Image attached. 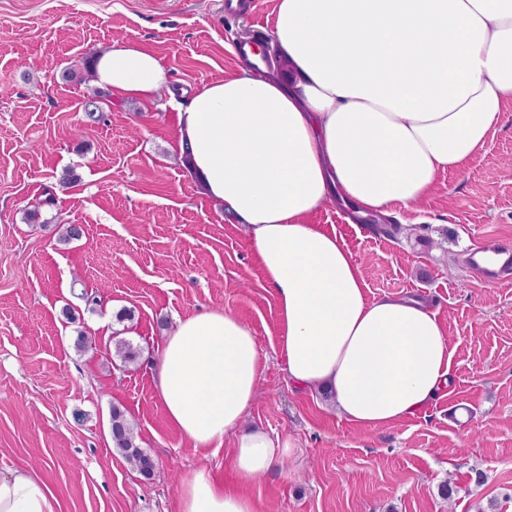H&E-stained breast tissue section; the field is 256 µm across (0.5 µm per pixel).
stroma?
Instances as JSON below:
<instances>
[{"label": "stroma", "instance_id": "stroma-1", "mask_svg": "<svg viewBox=\"0 0 512 512\" xmlns=\"http://www.w3.org/2000/svg\"><path fill=\"white\" fill-rule=\"evenodd\" d=\"M276 4L256 0L252 16L229 20L224 0H0V473L38 470L58 512H175L178 476L202 467L259 512H512V281L467 266L471 247L512 243V111L422 201L384 220L347 222L336 202L313 216L347 245L369 299H421L454 351L450 385L419 414L350 423L289 381L247 234L176 149L171 93L234 72L236 43L267 37ZM116 42L152 51L167 89L140 102L97 85L89 61ZM69 169L77 179L62 183ZM66 224L85 236L60 242ZM220 309L251 327L261 355L245 426L296 443L245 484L229 444L193 447L167 420L149 367L178 319ZM81 333L88 349L75 346ZM119 337L136 362L116 357ZM116 407L154 458L151 477L113 448Z\"/></svg>", "mask_w": 512, "mask_h": 512}]
</instances>
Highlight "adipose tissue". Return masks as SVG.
Here are the masks:
<instances>
[{
    "instance_id": "ef3b65f1",
    "label": "adipose tissue",
    "mask_w": 512,
    "mask_h": 512,
    "mask_svg": "<svg viewBox=\"0 0 512 512\" xmlns=\"http://www.w3.org/2000/svg\"><path fill=\"white\" fill-rule=\"evenodd\" d=\"M270 45L286 78L241 66L181 103L176 145L217 210L242 224L275 299L289 380L328 390L349 421L385 426L422 410L449 383L453 350L423 301L368 299L336 234L311 221L331 198L354 216L423 199L464 170L512 103V0H277ZM96 82L152 100L168 82L151 52L112 45ZM168 420L209 448L232 437L243 482L281 463L291 439L240 431L261 359L251 328L209 310L179 319L154 363ZM37 470L0 473V512H57ZM176 512H258L198 468Z\"/></svg>"
}]
</instances>
